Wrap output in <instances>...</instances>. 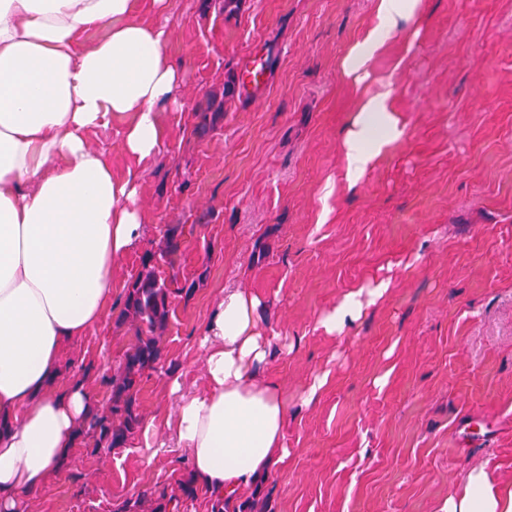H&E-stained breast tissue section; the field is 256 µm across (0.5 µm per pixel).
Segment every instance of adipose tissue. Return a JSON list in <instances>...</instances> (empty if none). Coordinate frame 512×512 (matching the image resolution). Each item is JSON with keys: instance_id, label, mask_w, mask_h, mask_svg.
<instances>
[{"instance_id": "ef3b65f1", "label": "adipose tissue", "mask_w": 512, "mask_h": 512, "mask_svg": "<svg viewBox=\"0 0 512 512\" xmlns=\"http://www.w3.org/2000/svg\"><path fill=\"white\" fill-rule=\"evenodd\" d=\"M378 24L348 51L347 77L362 84L387 37L423 0H375ZM101 31L82 46L79 35ZM163 27L140 21L135 0H0V512L61 466L92 407L84 384L57 386L61 352L103 323L112 264L142 238L132 204L136 174L118 178L90 131L119 123L139 160L162 149L160 108L179 76L163 51ZM392 91L364 98L341 146L358 180L400 135ZM384 286L348 293L324 315L333 333L358 318ZM256 296L225 289L202 329L203 391L170 388L174 413L145 422L185 449L198 487L232 512L246 489L283 467L288 401L261 376L271 347L257 323ZM440 512H512V488L482 467Z\"/></svg>"}]
</instances>
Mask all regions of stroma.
Instances as JSON below:
<instances>
[{
    "label": "stroma",
    "instance_id": "stroma-1",
    "mask_svg": "<svg viewBox=\"0 0 512 512\" xmlns=\"http://www.w3.org/2000/svg\"><path fill=\"white\" fill-rule=\"evenodd\" d=\"M138 15L165 27L181 69L161 110L169 136L141 164L120 128L89 138L115 175L136 171L146 232L112 268L105 321L64 350L63 379L87 376L106 405L105 379L133 336L118 316L141 258L160 251L168 225H191L178 274L197 286L173 297L164 366L145 371L138 401L148 419L174 412L172 379L202 390L211 308L228 284L258 296L265 372L288 401V476L270 474L243 504L440 512L474 467L512 486V0H424L359 87L343 61L378 24L373 0H170L163 12L138 0ZM250 57L265 63L264 82L243 87ZM385 88L402 135L350 184L341 132ZM380 283L360 318L321 327L347 293ZM164 439L138 433L103 459L76 445L22 512H116L176 490L188 453Z\"/></svg>",
    "mask_w": 512,
    "mask_h": 512
}]
</instances>
